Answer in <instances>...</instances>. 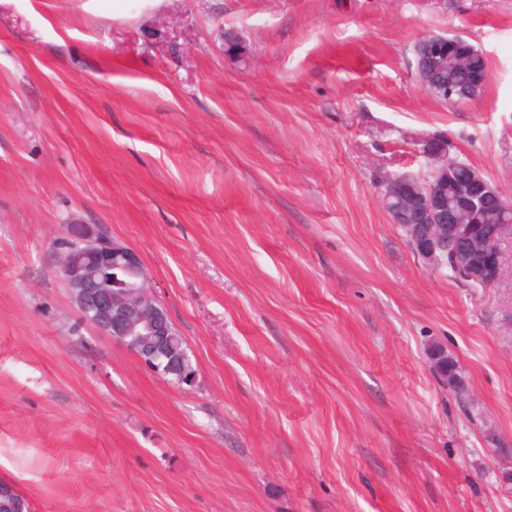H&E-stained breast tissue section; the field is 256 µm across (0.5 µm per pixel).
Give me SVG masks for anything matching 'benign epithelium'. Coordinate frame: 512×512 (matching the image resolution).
Segmentation results:
<instances>
[{"label":"benign epithelium","mask_w":512,"mask_h":512,"mask_svg":"<svg viewBox=\"0 0 512 512\" xmlns=\"http://www.w3.org/2000/svg\"><path fill=\"white\" fill-rule=\"evenodd\" d=\"M417 76L424 88L444 102H472L470 90L485 84L487 72L474 71L466 87L434 79L445 58L462 60L484 53L456 33L423 37L414 49ZM383 202L391 222L404 232L416 254L437 269L447 263L458 283L475 294L496 287L505 272L503 246L512 241V198L492 184L478 169L445 154L433 156L424 177L402 173L389 178ZM501 211L497 236L480 232L479 216ZM60 268L61 280L85 320L106 336L127 344L144 342L136 353L152 370L168 361V347L176 327L166 306L152 290L139 253L109 238L100 226L73 224Z\"/></svg>","instance_id":"1"}]
</instances>
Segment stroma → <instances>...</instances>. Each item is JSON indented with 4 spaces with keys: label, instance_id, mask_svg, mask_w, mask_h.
Wrapping results in <instances>:
<instances>
[{
    "label": "stroma",
    "instance_id": "35a3bbf8",
    "mask_svg": "<svg viewBox=\"0 0 512 512\" xmlns=\"http://www.w3.org/2000/svg\"><path fill=\"white\" fill-rule=\"evenodd\" d=\"M445 32L487 56L466 105L417 77ZM438 145L512 191V0H0V481L32 512H512V276L474 295L382 202ZM71 224L141 255L193 386L82 323ZM431 358L435 370L440 376L448 382V386L455 394H459L464 386L461 385L460 376L457 373L455 364L448 359V356L440 349H434L431 353Z\"/></svg>",
    "mask_w": 512,
    "mask_h": 512
}]
</instances>
